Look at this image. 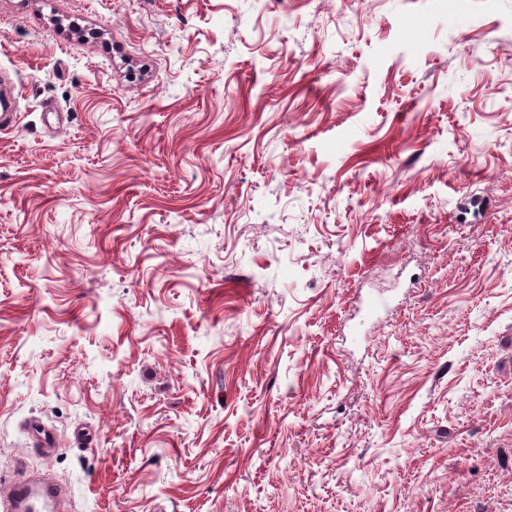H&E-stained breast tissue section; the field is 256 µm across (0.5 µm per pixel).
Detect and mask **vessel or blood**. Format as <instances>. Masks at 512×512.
I'll use <instances>...</instances> for the list:
<instances>
[{
    "label": "vessel or blood",
    "mask_w": 512,
    "mask_h": 512,
    "mask_svg": "<svg viewBox=\"0 0 512 512\" xmlns=\"http://www.w3.org/2000/svg\"><path fill=\"white\" fill-rule=\"evenodd\" d=\"M67 494L49 474L24 476L11 485L0 512H64Z\"/></svg>",
    "instance_id": "1"
}]
</instances>
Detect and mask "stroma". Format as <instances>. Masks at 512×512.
Listing matches in <instances>:
<instances>
[{"label":"stroma","mask_w":512,"mask_h":512,"mask_svg":"<svg viewBox=\"0 0 512 512\" xmlns=\"http://www.w3.org/2000/svg\"><path fill=\"white\" fill-rule=\"evenodd\" d=\"M0 71V483L512 512V0H0Z\"/></svg>","instance_id":"1"}]
</instances>
